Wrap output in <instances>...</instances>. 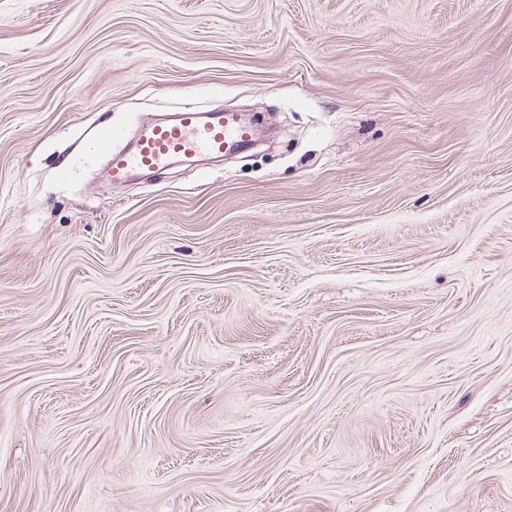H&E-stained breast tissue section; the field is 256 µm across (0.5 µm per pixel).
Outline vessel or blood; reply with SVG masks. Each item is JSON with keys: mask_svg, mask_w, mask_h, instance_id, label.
Returning a JSON list of instances; mask_svg holds the SVG:
<instances>
[{"mask_svg": "<svg viewBox=\"0 0 512 512\" xmlns=\"http://www.w3.org/2000/svg\"><path fill=\"white\" fill-rule=\"evenodd\" d=\"M252 127L242 124L231 112H199L188 108L173 122H153L143 126L136 138L124 149L113 145L123 137L122 131L109 125L96 131V144L110 154L108 177L112 184L123 185L146 171H159L178 156H223L224 152L251 141Z\"/></svg>", "mask_w": 512, "mask_h": 512, "instance_id": "vessel-or-blood-1", "label": "vessel or blood"}]
</instances>
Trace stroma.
Wrapping results in <instances>:
<instances>
[{
  "label": "stroma",
  "mask_w": 512,
  "mask_h": 512,
  "mask_svg": "<svg viewBox=\"0 0 512 512\" xmlns=\"http://www.w3.org/2000/svg\"><path fill=\"white\" fill-rule=\"evenodd\" d=\"M0 512H512V0H0ZM238 116V118H237ZM231 112H198L187 108L171 123L153 122L143 126L124 149L113 144L124 132L110 125L96 131V144L102 153H110L108 177L112 184L123 185L145 171H159L178 156L212 155L224 157V151L254 139L255 131L240 115ZM239 119V120H238Z\"/></svg>",
  "instance_id": "obj_1"
}]
</instances>
